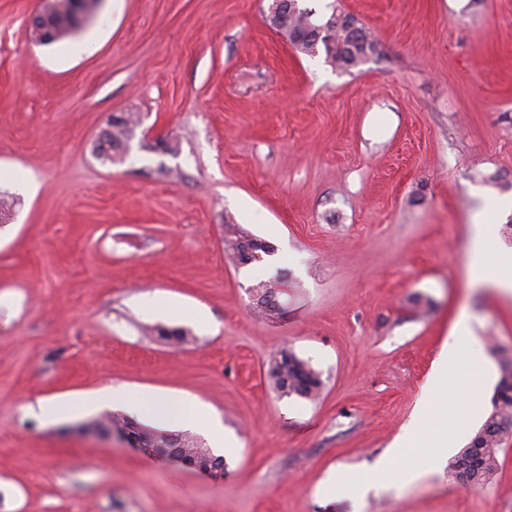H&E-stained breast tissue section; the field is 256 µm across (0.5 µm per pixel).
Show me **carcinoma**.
<instances>
[{
  "mask_svg": "<svg viewBox=\"0 0 512 512\" xmlns=\"http://www.w3.org/2000/svg\"><path fill=\"white\" fill-rule=\"evenodd\" d=\"M312 11L299 7L298 0H288L284 9L269 19L270 24L295 48L306 55H316L324 49L326 58L336 68L349 71L376 51V43L362 24L350 15H339L319 26L312 22ZM48 35L57 41L75 31L76 21L70 9V0H57L52 15L47 19ZM140 121L120 113L110 117L93 146V153L104 163L117 164L124 161L129 142L135 135ZM225 250L240 263L256 260L257 253H271L270 246L242 231L235 238L225 241ZM287 284L278 275L254 286L260 290V300L255 308L258 314L273 317L282 315L283 307L271 305L264 297L281 294L279 287ZM499 378L492 402V410L476 431L471 441L480 443V451L471 461L463 464L460 451L449 465L454 478L463 486L476 488L485 485L498 466V453L503 443L512 436V357L498 360ZM273 390L282 396L295 395L312 400L319 395L322 374L308 361L291 351H284L275 359L268 371ZM141 437L156 448H175L176 457L188 464H196L202 471L217 466L221 457L200 445L195 436L183 431L158 430L143 426Z\"/></svg>",
  "mask_w": 512,
  "mask_h": 512,
  "instance_id": "obj_1",
  "label": "carcinoma"
}]
</instances>
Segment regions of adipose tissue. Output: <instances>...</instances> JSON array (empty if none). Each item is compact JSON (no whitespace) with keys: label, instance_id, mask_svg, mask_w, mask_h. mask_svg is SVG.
<instances>
[{"label":"adipose tissue","instance_id":"ef3b65f1","mask_svg":"<svg viewBox=\"0 0 512 512\" xmlns=\"http://www.w3.org/2000/svg\"><path fill=\"white\" fill-rule=\"evenodd\" d=\"M493 249L483 233H476L471 250L469 266L476 271L480 280L512 291V268L487 264L485 258ZM469 319L460 316L454 325L455 341L443 349L438 358V373L448 376L446 385L428 380L422 388L418 406L402 434L397 439L386 463L377 473L358 476L355 487L362 492L390 483L401 482L404 475H421L423 469L416 451L433 447L431 468H440L449 448L455 445L468 428L471 414L477 406L487 370L480 352L472 345L468 335ZM452 417L453 427L447 437L430 440L429 433L434 425L445 417Z\"/></svg>","mask_w":512,"mask_h":512}]
</instances>
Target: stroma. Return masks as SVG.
<instances>
[{
	"label": "stroma",
	"mask_w": 512,
	"mask_h": 512,
	"mask_svg": "<svg viewBox=\"0 0 512 512\" xmlns=\"http://www.w3.org/2000/svg\"><path fill=\"white\" fill-rule=\"evenodd\" d=\"M269 3L102 0L42 45L43 0H0V512H512V439L479 488L428 473L360 503L341 479L409 423L460 313L488 368L473 427L491 346L512 351V297L469 268L479 211L512 255V0H299L373 34L348 72L297 51ZM121 112L141 125L101 164ZM230 224L272 253L233 264ZM279 273L293 287L269 319L251 288ZM288 350L321 372L318 399L269 387ZM117 383L206 407L223 477L82 432L127 415L81 407ZM140 121L120 113L112 114L107 127L103 129L93 146V153L103 163L117 164L124 161L129 142L135 135Z\"/></svg>",
	"instance_id": "obj_1"
}]
</instances>
